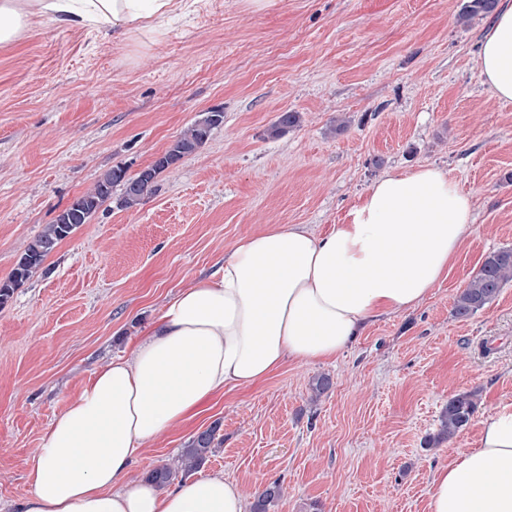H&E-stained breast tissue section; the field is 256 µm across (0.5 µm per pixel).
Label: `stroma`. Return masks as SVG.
Returning <instances> with one entry per match:
<instances>
[{
  "instance_id": "1",
  "label": "stroma",
  "mask_w": 512,
  "mask_h": 512,
  "mask_svg": "<svg viewBox=\"0 0 512 512\" xmlns=\"http://www.w3.org/2000/svg\"><path fill=\"white\" fill-rule=\"evenodd\" d=\"M466 3L199 0L145 46L46 18L0 46V280L105 172L135 175L205 112L224 113L139 205L120 207L113 187L0 307V512L31 493L27 461L54 416L239 238L327 233L380 177L432 164L475 206L447 277L336 358L289 361L215 397L132 471L146 477L212 427L199 475L252 500L280 482L270 512H428L434 472L512 401V282L469 318L454 313L485 255L512 247V100L484 81L488 18L464 16ZM285 112L299 124L270 135ZM466 391L478 396L468 428L430 444Z\"/></svg>"
}]
</instances>
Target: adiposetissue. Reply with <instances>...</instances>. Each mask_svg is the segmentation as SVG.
Masks as SVG:
<instances>
[{
	"mask_svg": "<svg viewBox=\"0 0 512 512\" xmlns=\"http://www.w3.org/2000/svg\"><path fill=\"white\" fill-rule=\"evenodd\" d=\"M182 0H0V46L38 18L130 40L164 33ZM480 64L512 100V0H500ZM471 198L435 166L376 180L345 223L319 235L282 225L239 239L223 264L172 296L129 355L95 371L27 462L17 512H248L223 475L171 489L128 477L142 447L225 388L267 379L285 361L335 358L367 322L416 308L472 231ZM429 512H512V402L480 422L476 447L438 469Z\"/></svg>",
	"mask_w": 512,
	"mask_h": 512,
	"instance_id": "ef3b65f1",
	"label": "adipose tissue"
}]
</instances>
